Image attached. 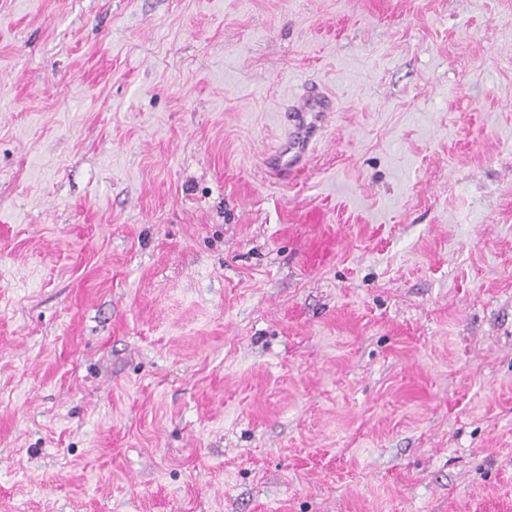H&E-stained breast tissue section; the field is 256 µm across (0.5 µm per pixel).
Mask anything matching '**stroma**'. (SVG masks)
I'll use <instances>...</instances> for the list:
<instances>
[{"label": "stroma", "instance_id": "obj_1", "mask_svg": "<svg viewBox=\"0 0 512 512\" xmlns=\"http://www.w3.org/2000/svg\"><path fill=\"white\" fill-rule=\"evenodd\" d=\"M0 512H512V0H0ZM331 102L323 96L308 95L303 106L297 111V124L289 140L279 146L276 160L285 169L304 165L310 143L317 131V117L322 112H330ZM310 116V120L307 118Z\"/></svg>", "mask_w": 512, "mask_h": 512}]
</instances>
